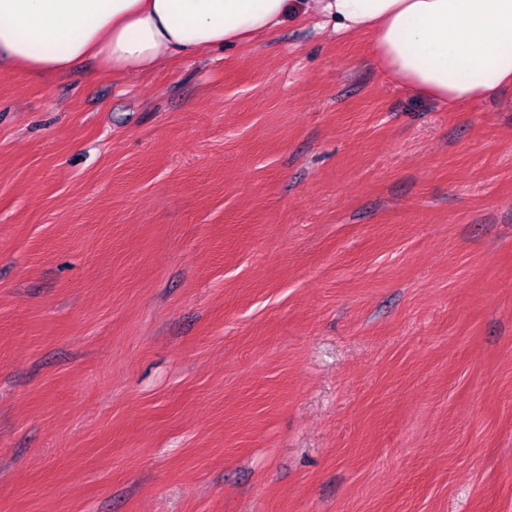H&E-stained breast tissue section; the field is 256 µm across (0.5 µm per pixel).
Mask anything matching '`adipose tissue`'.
Masks as SVG:
<instances>
[{
    "mask_svg": "<svg viewBox=\"0 0 512 512\" xmlns=\"http://www.w3.org/2000/svg\"><path fill=\"white\" fill-rule=\"evenodd\" d=\"M339 34L371 33L396 84L453 108L512 88V0H315ZM301 0H0V70L115 74L273 33Z\"/></svg>",
    "mask_w": 512,
    "mask_h": 512,
    "instance_id": "adipose-tissue-1",
    "label": "adipose tissue"
}]
</instances>
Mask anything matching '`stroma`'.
<instances>
[{"label": "stroma", "instance_id": "obj_1", "mask_svg": "<svg viewBox=\"0 0 512 512\" xmlns=\"http://www.w3.org/2000/svg\"><path fill=\"white\" fill-rule=\"evenodd\" d=\"M0 512H512V90L0 72Z\"/></svg>", "mask_w": 512, "mask_h": 512}]
</instances>
